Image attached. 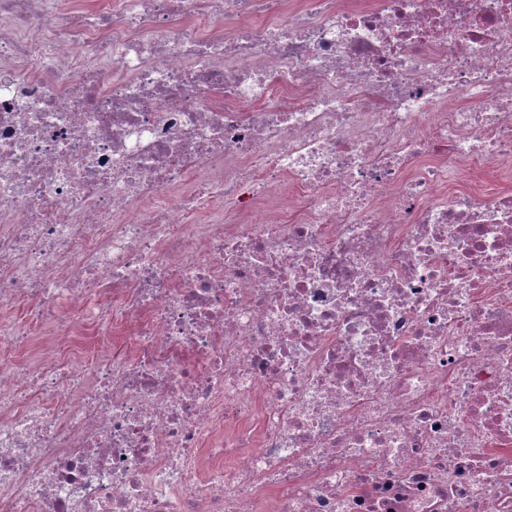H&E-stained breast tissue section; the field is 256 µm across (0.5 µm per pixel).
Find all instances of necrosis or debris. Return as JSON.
Masks as SVG:
<instances>
[{
	"instance_id": "necrosis-or-debris-1",
	"label": "necrosis or debris",
	"mask_w": 512,
	"mask_h": 512,
	"mask_svg": "<svg viewBox=\"0 0 512 512\" xmlns=\"http://www.w3.org/2000/svg\"><path fill=\"white\" fill-rule=\"evenodd\" d=\"M0 512H512V0H0Z\"/></svg>"
}]
</instances>
